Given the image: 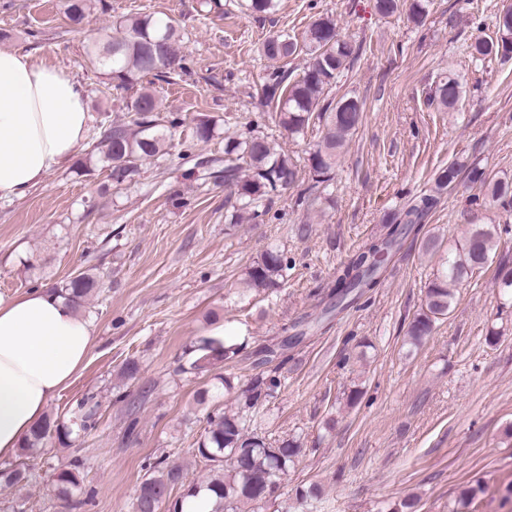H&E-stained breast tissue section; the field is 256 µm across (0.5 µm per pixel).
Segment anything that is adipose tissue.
Returning <instances> with one entry per match:
<instances>
[{"mask_svg":"<svg viewBox=\"0 0 512 512\" xmlns=\"http://www.w3.org/2000/svg\"><path fill=\"white\" fill-rule=\"evenodd\" d=\"M93 129L82 81L0 50V201L23 199L65 168ZM95 336L53 289L0 294V459L19 454L50 400L83 369Z\"/></svg>","mask_w":512,"mask_h":512,"instance_id":"ef3b65f1","label":"adipose tissue"}]
</instances>
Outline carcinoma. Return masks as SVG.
<instances>
[{
  "label": "carcinoma",
  "instance_id": "1",
  "mask_svg": "<svg viewBox=\"0 0 512 512\" xmlns=\"http://www.w3.org/2000/svg\"><path fill=\"white\" fill-rule=\"evenodd\" d=\"M429 0H376V9L383 16L406 11L407 18L416 26L428 15ZM94 4L92 0H64V13L74 25L83 23ZM495 37L477 39L469 46L475 61L491 55L512 58V7L495 16ZM181 35L176 23L154 14L121 15L112 21V35L88 51L91 68L104 76L117 89L135 90L127 105L126 119L114 122L100 133V142H112V148L90 153L82 166L100 165L108 171V180L115 186L137 182L143 162L160 154L167 140V131L183 124L180 117H160L159 101L154 91L142 83L143 78L161 77L156 68L155 55L163 52L168 71L184 69L180 55ZM270 60H286L292 56H307L301 76L278 69L272 71L264 85L268 102L276 103L279 124L291 135L303 133L311 121L322 124V137L309 152L307 161L311 180L318 186L332 180L337 161L349 138L362 121L363 104L355 96L339 99L329 97L347 65L358 55L359 48L341 38L336 20L328 15L314 18L305 29L302 39L292 40L286 35L268 36L259 47ZM463 97L459 76L448 73L435 82L428 94L429 104L439 112H455ZM217 120L199 121L194 127V139L202 142L213 136ZM480 187L482 195L472 197L512 204V182L498 178L477 164L453 161L435 174L430 192L415 198L411 204L394 213L386 225V233L365 243L336 270L331 283V295L340 302L360 289H372L379 283L380 271L397 249L406 234L421 226L435 207L438 199L460 177ZM298 165L288 153L264 135L251 129L230 137L224 144V185L233 188L237 205L230 223L260 224L269 214L265 201L278 190L296 185ZM509 233V227L499 230L488 224H474L465 233L455 252L441 259V269L429 282L424 303L413 318L405 343L418 347L431 335L434 324L448 315L455 288L473 275L482 272L492 261L497 238ZM293 260L276 249L264 251L247 271L242 285L248 290L274 288L286 277ZM496 277L502 296H512V267L501 265ZM99 288L97 279L81 272L63 281L57 290L75 305H81ZM240 346L230 340L206 338L197 345L198 356L191 369L203 370L217 361L237 355ZM280 387L275 372L257 376L241 391L240 403L235 407L215 409L207 417V427L198 441L197 453L212 463L210 474L193 483L184 493L171 499L174 485L183 481L181 467L160 457L150 473L140 483L133 502V512H194L193 500L206 492L211 498L210 512H258L261 504L273 497L288 470L302 452L298 442L284 440L277 446L267 443L265 437L249 430L251 416L263 400ZM233 388L226 377L219 384L197 392L195 401L204 405ZM97 404L87 398L78 405V414L69 420H42L30 439L22 446L20 455L28 458L40 452L53 441L63 447L71 445L73 436L81 435L95 426ZM80 467L77 461L59 470L56 475V496L68 505L73 493L80 487ZM30 479V471L22 464L0 468V482L8 486H23ZM295 498L309 512L318 509L322 499L321 487L312 484L296 490Z\"/></svg>",
  "mask_w": 512,
  "mask_h": 512
}]
</instances>
